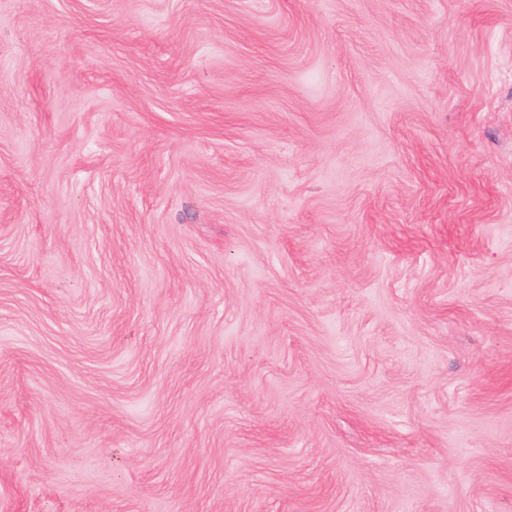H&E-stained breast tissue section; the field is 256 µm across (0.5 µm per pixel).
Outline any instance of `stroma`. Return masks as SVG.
Returning <instances> with one entry per match:
<instances>
[{"mask_svg":"<svg viewBox=\"0 0 512 512\" xmlns=\"http://www.w3.org/2000/svg\"><path fill=\"white\" fill-rule=\"evenodd\" d=\"M0 512H512V0H0Z\"/></svg>","mask_w":512,"mask_h":512,"instance_id":"1","label":"stroma"}]
</instances>
